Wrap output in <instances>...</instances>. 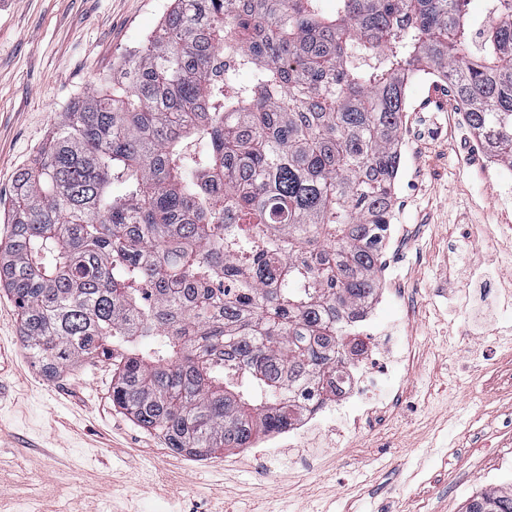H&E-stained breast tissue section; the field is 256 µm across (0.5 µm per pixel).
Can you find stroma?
<instances>
[{
  "mask_svg": "<svg viewBox=\"0 0 512 512\" xmlns=\"http://www.w3.org/2000/svg\"><path fill=\"white\" fill-rule=\"evenodd\" d=\"M171 0H0V207L74 98L109 84L120 55L162 22ZM443 81H410L402 117L394 232L380 256L386 300L373 356L407 344L413 366L362 390L373 415L336 435L265 441L205 461L172 452L112 404L110 363L46 379L26 352L13 297L0 291V512H463L497 471L512 484V169L471 144Z\"/></svg>",
  "mask_w": 512,
  "mask_h": 512,
  "instance_id": "35a3bbf8",
  "label": "stroma"
}]
</instances>
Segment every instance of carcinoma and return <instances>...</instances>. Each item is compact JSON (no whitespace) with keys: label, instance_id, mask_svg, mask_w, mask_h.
Instances as JSON below:
<instances>
[{"label":"carcinoma","instance_id":"carcinoma-1","mask_svg":"<svg viewBox=\"0 0 512 512\" xmlns=\"http://www.w3.org/2000/svg\"><path fill=\"white\" fill-rule=\"evenodd\" d=\"M173 0L11 193L0 287L49 380L200 460L332 402L377 292L405 91L447 81L512 168V0ZM465 512H512V490Z\"/></svg>","mask_w":512,"mask_h":512}]
</instances>
